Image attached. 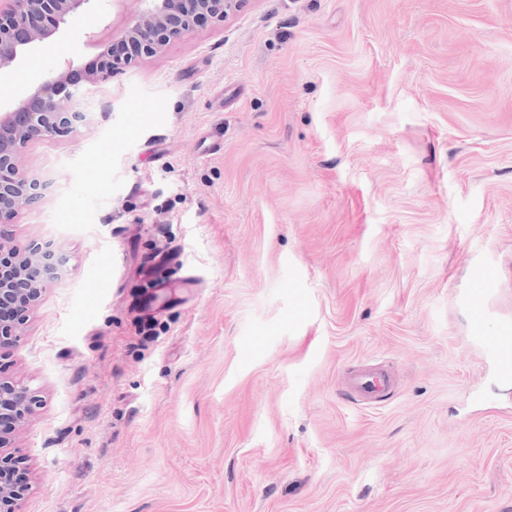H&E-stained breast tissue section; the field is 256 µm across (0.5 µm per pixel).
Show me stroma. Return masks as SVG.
I'll return each instance as SVG.
<instances>
[{"label": "stroma", "mask_w": 512, "mask_h": 512, "mask_svg": "<svg viewBox=\"0 0 512 512\" xmlns=\"http://www.w3.org/2000/svg\"><path fill=\"white\" fill-rule=\"evenodd\" d=\"M97 54L61 33L0 110ZM85 106L0 223L70 258L0 350L42 398L20 512H512V384L472 343L512 321V0H245Z\"/></svg>", "instance_id": "obj_1"}]
</instances>
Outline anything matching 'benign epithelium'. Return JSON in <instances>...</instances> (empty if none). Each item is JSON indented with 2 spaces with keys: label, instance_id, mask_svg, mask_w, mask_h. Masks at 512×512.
Returning <instances> with one entry per match:
<instances>
[{
  "label": "benign epithelium",
  "instance_id": "1",
  "mask_svg": "<svg viewBox=\"0 0 512 512\" xmlns=\"http://www.w3.org/2000/svg\"><path fill=\"white\" fill-rule=\"evenodd\" d=\"M123 0H0V79L16 63L77 19L95 14L102 4ZM239 0H138L135 16L112 40L128 47L107 52L103 63L85 73L89 87H102L132 61L150 58L182 34L224 21ZM67 68L54 72L34 93L10 112L0 114V222L21 210L37 207L48 183L24 169L22 149L29 143L64 137L87 117ZM69 257L32 241L0 240V349L14 346L23 336L26 313L59 278ZM41 402L38 391L13 377L0 376V474L14 470V441ZM28 491L0 480V512H19L18 501Z\"/></svg>",
  "mask_w": 512,
  "mask_h": 512
}]
</instances>
